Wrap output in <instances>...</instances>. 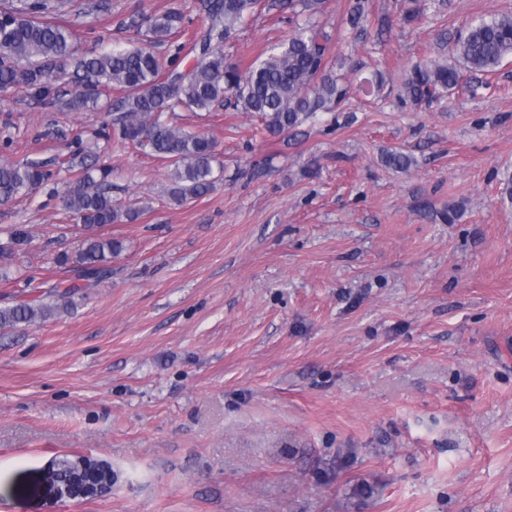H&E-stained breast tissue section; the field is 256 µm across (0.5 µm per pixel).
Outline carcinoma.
<instances>
[{
    "mask_svg": "<svg viewBox=\"0 0 512 512\" xmlns=\"http://www.w3.org/2000/svg\"><path fill=\"white\" fill-rule=\"evenodd\" d=\"M70 0H0V91L23 85L42 101L63 97L61 85H72L75 109L94 107L104 88H117L112 123L101 128L108 139L118 136L172 166L170 196L182 203L207 194L214 183L213 139L171 125L163 114L178 108L210 112L233 107L258 114L259 134L281 133L313 120L344 101L349 89L333 75L330 35L316 21L298 25L279 44L260 51L247 64L229 63L224 44L253 18L258 0H200L206 24L179 50L194 62L184 67L163 65L144 48L115 46L108 51L78 55L74 30L53 22ZM182 23L176 12L149 20L152 41H168ZM455 51L464 67L489 73L512 55V13H501L468 24ZM461 71L436 61L410 68L401 84L403 101L434 102L458 87ZM112 170L107 165L87 168L65 200L66 207L85 227L134 220L137 213L122 210L112 200ZM49 164L27 161L0 164V201L48 182ZM118 245L93 237L75 256L74 264L88 277L109 272ZM72 287L51 290L55 304L23 302L0 309V328L34 324L56 308L70 305Z\"/></svg>",
    "mask_w": 512,
    "mask_h": 512,
    "instance_id": "1",
    "label": "carcinoma"
}]
</instances>
